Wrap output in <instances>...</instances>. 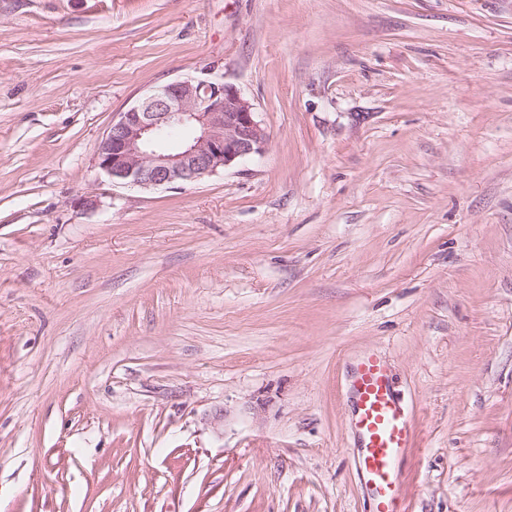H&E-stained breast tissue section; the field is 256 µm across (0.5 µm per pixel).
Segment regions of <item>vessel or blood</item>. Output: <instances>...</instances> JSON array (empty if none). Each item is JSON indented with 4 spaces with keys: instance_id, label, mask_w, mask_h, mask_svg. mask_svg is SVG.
Returning <instances> with one entry per match:
<instances>
[{
    "instance_id": "b4317fda",
    "label": "vessel or blood",
    "mask_w": 512,
    "mask_h": 512,
    "mask_svg": "<svg viewBox=\"0 0 512 512\" xmlns=\"http://www.w3.org/2000/svg\"><path fill=\"white\" fill-rule=\"evenodd\" d=\"M353 426L360 446L355 463L372 502L373 512H405L397 460L410 448L414 433L395 397L385 363L368 355L353 381Z\"/></svg>"
}]
</instances>
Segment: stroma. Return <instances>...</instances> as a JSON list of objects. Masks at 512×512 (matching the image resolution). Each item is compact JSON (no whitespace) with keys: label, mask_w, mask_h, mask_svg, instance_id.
Segmentation results:
<instances>
[{"label":"stroma","mask_w":512,"mask_h":512,"mask_svg":"<svg viewBox=\"0 0 512 512\" xmlns=\"http://www.w3.org/2000/svg\"><path fill=\"white\" fill-rule=\"evenodd\" d=\"M187 77L264 154L112 183ZM371 353L406 512H512V0H0V512H372ZM353 426L360 446L355 463L372 502L373 512H405L397 460L410 448L414 433L395 397L385 363L366 356L353 381Z\"/></svg>","instance_id":"35a3bbf8"}]
</instances>
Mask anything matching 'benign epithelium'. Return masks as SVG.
<instances>
[{"label": "benign epithelium", "mask_w": 512, "mask_h": 512, "mask_svg": "<svg viewBox=\"0 0 512 512\" xmlns=\"http://www.w3.org/2000/svg\"><path fill=\"white\" fill-rule=\"evenodd\" d=\"M172 129L191 136L170 144ZM266 145V132L239 90L185 78L150 90L119 113L100 143L97 165L117 184L168 187L242 164Z\"/></svg>", "instance_id": "7a95c632"}]
</instances>
